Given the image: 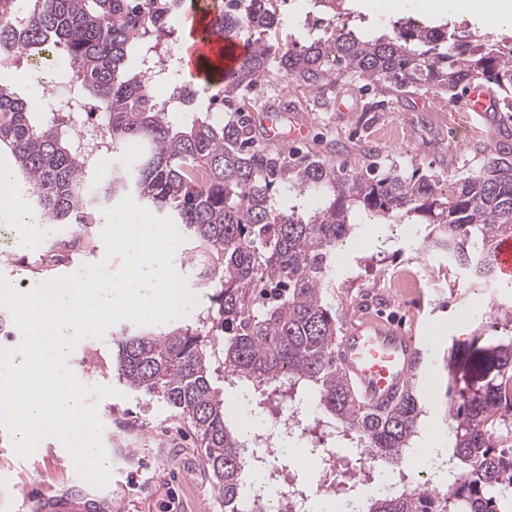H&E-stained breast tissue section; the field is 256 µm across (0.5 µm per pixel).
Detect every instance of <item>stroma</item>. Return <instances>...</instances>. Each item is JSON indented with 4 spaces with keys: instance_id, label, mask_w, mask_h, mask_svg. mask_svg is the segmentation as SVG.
Here are the masks:
<instances>
[{
    "instance_id": "1",
    "label": "stroma",
    "mask_w": 512,
    "mask_h": 512,
    "mask_svg": "<svg viewBox=\"0 0 512 512\" xmlns=\"http://www.w3.org/2000/svg\"><path fill=\"white\" fill-rule=\"evenodd\" d=\"M370 101L359 78L340 79L319 92L274 68L253 95L251 108L279 113L284 135L272 143V150L304 146L352 167L375 161L406 170L457 174L473 163L475 133L488 129L487 121L469 112L460 98L451 101L432 92L406 94L379 109L371 108ZM298 124L309 128L308 138L301 142L292 136ZM100 231V225H90L82 248L67 252L57 239L41 235L39 223L7 225L0 232L10 239L12 249L10 256L0 255V275L19 288L27 281L74 273L103 255ZM423 231V225L402 222L363 225L355 246L336 258L335 284L327 298L346 321L351 303L370 287L382 267L403 264L418 270L421 296L409 303L414 321L408 329L421 336L433 327L442 328L443 343L430 367L442 387L447 381L444 359L449 345L466 340L474 328L473 323L460 321V313L473 306L490 310L506 299L507 292L491 281L469 285L444 255L421 251ZM118 332V327H111L103 338L85 339L72 351L68 364L81 382L115 385L112 340ZM212 381L224 396L229 422L249 416L256 425H265L267 416L252 405L249 385L230 381L220 371ZM98 411L113 476L107 488L97 489L96 494H111L112 512H224L201 464L195 432L177 412L160 403L145 405L129 395L103 399ZM74 472L57 439H46L38 453L22 458L10 434L0 428V495L10 497L12 512H31L33 500L46 490H66Z\"/></svg>"
}]
</instances>
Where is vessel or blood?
<instances>
[{"label":"vessel or blood","instance_id":"1","mask_svg":"<svg viewBox=\"0 0 512 512\" xmlns=\"http://www.w3.org/2000/svg\"><path fill=\"white\" fill-rule=\"evenodd\" d=\"M192 60L207 58L223 61L232 71L248 53L249 46L239 39L220 40L205 36L202 27L190 28ZM436 336L414 337L403 328L372 318L348 324L340 338L336 355L353 383L363 405L379 409L387 405L407 383L413 365H428L439 344ZM37 512H110L111 498H98L81 486H72L57 495L35 500Z\"/></svg>","mask_w":512,"mask_h":512}]
</instances>
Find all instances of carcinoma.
I'll return each mask as SVG.
<instances>
[{
    "label": "carcinoma",
    "instance_id": "cac0c4a2",
    "mask_svg": "<svg viewBox=\"0 0 512 512\" xmlns=\"http://www.w3.org/2000/svg\"><path fill=\"white\" fill-rule=\"evenodd\" d=\"M279 0H224L211 33L248 41L250 52L222 77L224 122L203 109L183 128L150 97L141 72L171 76L159 46L183 36L172 10L186 0H0V41L21 40L35 55L62 47L75 94L103 112H63L38 120L29 101L0 77V146L30 184L40 216L57 224L91 216L96 197L130 194L172 218L185 237L183 264L207 290L206 315L157 332L124 329L112 345L115 376L131 393L188 419L203 448L224 512H257L242 495L244 438L224 416L211 384L217 367L258 392L281 380L308 393L316 410L364 439L365 451L401 469L421 434L429 400L420 373L384 412L361 407L336 361L341 319L325 302L336 253L360 230L361 215L425 225L420 244L448 256L472 281L498 278V242L512 237V38L473 40L407 21L391 35L364 36L346 23L310 44L272 38ZM334 18L340 0H312ZM319 89L345 74L378 94L446 93L492 86L496 111L466 173L444 176L373 163L352 172L306 153H273L258 143L244 95L271 67ZM82 125L98 157L131 142L140 163L92 183L74 151ZM321 199L313 211L304 200ZM448 437L461 477L446 490L413 485L359 502V512H512V305L481 315L468 343L448 348Z\"/></svg>",
    "mask_w": 512,
    "mask_h": 512
}]
</instances>
